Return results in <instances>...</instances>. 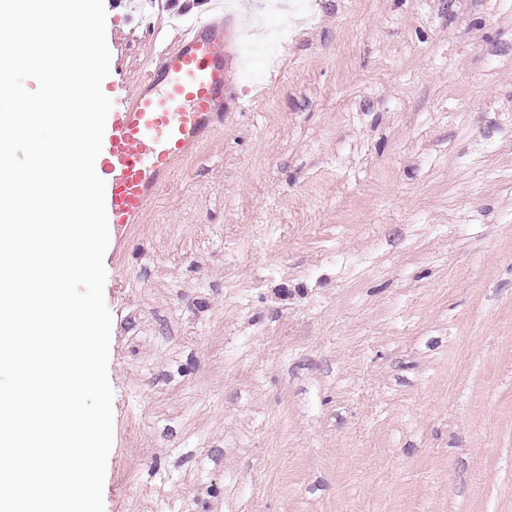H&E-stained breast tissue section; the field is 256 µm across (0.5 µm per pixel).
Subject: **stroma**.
<instances>
[{"instance_id": "1", "label": "stroma", "mask_w": 512, "mask_h": 512, "mask_svg": "<svg viewBox=\"0 0 512 512\" xmlns=\"http://www.w3.org/2000/svg\"><path fill=\"white\" fill-rule=\"evenodd\" d=\"M104 2L130 86L206 9ZM269 2L106 278L104 512H512V0Z\"/></svg>"}]
</instances>
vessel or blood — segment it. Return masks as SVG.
<instances>
[{
	"label": "vessel or blood",
	"mask_w": 512,
	"mask_h": 512,
	"mask_svg": "<svg viewBox=\"0 0 512 512\" xmlns=\"http://www.w3.org/2000/svg\"><path fill=\"white\" fill-rule=\"evenodd\" d=\"M236 29L224 0H209L132 87L112 86L102 151L95 170L107 183L112 258L126 253L129 233L184 162L224 125L227 61Z\"/></svg>",
	"instance_id": "vessel-or-blood-1"
}]
</instances>
